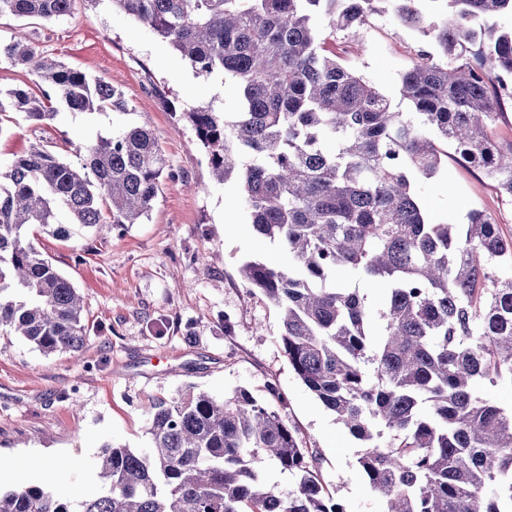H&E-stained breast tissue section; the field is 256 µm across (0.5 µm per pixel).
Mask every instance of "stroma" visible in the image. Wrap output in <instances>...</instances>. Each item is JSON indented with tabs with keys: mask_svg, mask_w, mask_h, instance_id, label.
Segmentation results:
<instances>
[{
	"mask_svg": "<svg viewBox=\"0 0 512 512\" xmlns=\"http://www.w3.org/2000/svg\"><path fill=\"white\" fill-rule=\"evenodd\" d=\"M19 27L44 55L120 89L127 112L64 108L44 125L9 114L0 121L1 167L41 145L73 163L75 144L137 123L152 130L166 169L148 217L121 233L81 229L65 212L59 221L69 225V238L39 232L44 257L83 299L87 343L76 358L0 335V487L37 483L71 496L94 492L103 485L102 446L147 448L158 400L189 388L215 397L245 388L261 397L271 382L284 398L281 416L309 448L321 482L347 512H382L358 466L364 443L295 375L282 346L279 309L240 275L251 260L286 264L283 246L254 236L235 182L213 180L194 130L179 118L181 109L213 97L233 106V87L197 77L168 42L108 0H73L70 15L52 23L22 25L2 16L0 38ZM421 41L386 12L359 32L337 33L336 52L390 94ZM417 193L432 222L481 209L512 239V200L456 154ZM52 455L67 457L69 468L45 470L43 460Z\"/></svg>",
	"mask_w": 512,
	"mask_h": 512,
	"instance_id": "35a3bbf8",
	"label": "stroma"
}]
</instances>
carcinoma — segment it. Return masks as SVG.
<instances>
[{
    "instance_id": "carcinoma-1",
    "label": "carcinoma",
    "mask_w": 512,
    "mask_h": 512,
    "mask_svg": "<svg viewBox=\"0 0 512 512\" xmlns=\"http://www.w3.org/2000/svg\"><path fill=\"white\" fill-rule=\"evenodd\" d=\"M166 40L197 76L236 89L181 113L224 184L235 178L254 235L279 241L285 265L248 261L241 276L282 315L292 370L352 436L384 512H512V411L487 386L512 385V239L495 218L432 223L416 194L451 145L512 199V144L493 135L512 103V0H110ZM427 38L400 73L394 101L327 49L336 31L367 24L376 4ZM72 0H0V17L55 22ZM34 76L0 90V115L53 120L125 113L121 91L47 62L19 32L0 60ZM407 110H402L401 105ZM80 162L34 148L0 169V332L45 354L85 346L82 302L29 237L59 238L64 210L97 231L148 216L164 171L142 124L75 147ZM377 288L374 300L341 282ZM258 398L186 391L158 401L150 447L104 445L102 490L61 496L45 486L0 489V512H346L326 490L278 411ZM293 476L284 493L259 463Z\"/></svg>"
}]
</instances>
